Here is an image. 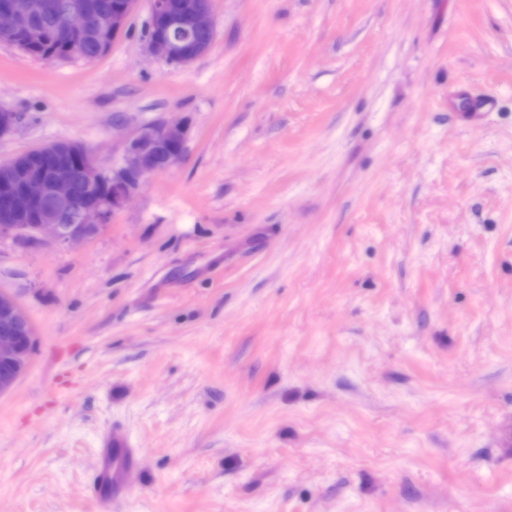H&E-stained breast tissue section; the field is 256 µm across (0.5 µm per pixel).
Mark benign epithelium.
<instances>
[{
  "label": "benign epithelium",
  "mask_w": 512,
  "mask_h": 512,
  "mask_svg": "<svg viewBox=\"0 0 512 512\" xmlns=\"http://www.w3.org/2000/svg\"><path fill=\"white\" fill-rule=\"evenodd\" d=\"M134 3L135 0H128L126 11H114L107 16L75 0L59 14L57 29L77 30L90 36L110 29L117 36L126 28ZM43 8L42 0H0V38L8 41L14 33L22 31L28 43L41 39L42 28L34 19ZM169 12L168 0H151L145 47L150 54L172 65L187 66L203 55L208 45L197 43L183 48L160 31L162 22L169 20ZM177 26L214 37L211 0H187ZM19 120L18 113L0 109V138L13 133ZM187 136L188 128L183 124L153 125L130 143L124 162L110 172L100 170L78 142L57 141L42 146L41 150L51 154L80 155L86 161L83 176L88 183H112V194L97 207L88 205V196L75 193L76 174L67 162H58L48 171H36L30 167V158L21 153L1 163L0 189L7 188L19 176L22 188L19 196L6 194L0 200V237L46 234L60 243H78L95 236L101 222L125 205L148 174L177 162ZM33 342V327L27 312L12 297L0 292V393L9 390L26 369Z\"/></svg>",
  "instance_id": "benign-epithelium-1"
}]
</instances>
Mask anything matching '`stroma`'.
<instances>
[{"instance_id":"1","label":"stroma","mask_w":512,"mask_h":512,"mask_svg":"<svg viewBox=\"0 0 512 512\" xmlns=\"http://www.w3.org/2000/svg\"><path fill=\"white\" fill-rule=\"evenodd\" d=\"M211 7L186 67L149 0L94 61L0 40V162L189 128L89 242L0 238L34 329L0 512H512V0ZM116 427L139 464L105 506ZM99 469L91 487V493L108 497L123 492L121 474L127 468L137 466L139 458L132 448L129 439L120 429L116 428L104 434L97 448Z\"/></svg>"}]
</instances>
